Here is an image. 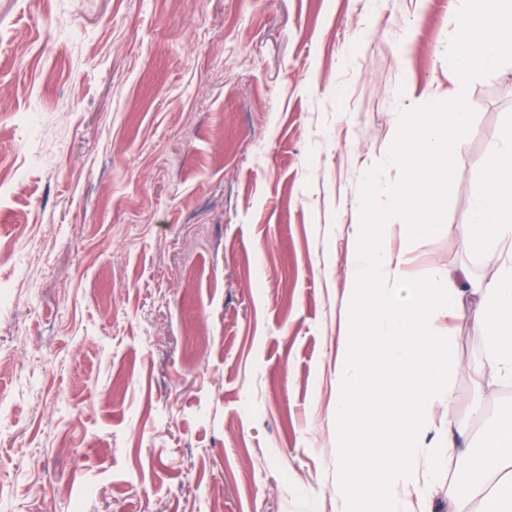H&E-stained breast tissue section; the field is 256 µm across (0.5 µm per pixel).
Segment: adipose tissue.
<instances>
[{"label":"adipose tissue","instance_id":"1","mask_svg":"<svg viewBox=\"0 0 512 512\" xmlns=\"http://www.w3.org/2000/svg\"><path fill=\"white\" fill-rule=\"evenodd\" d=\"M512 56V0H465L458 17L453 47L456 89L436 112L417 113L413 127L418 149L395 142L385 165L370 172L368 194L388 197L393 211L386 214L364 209L356 225L361 242L347 258L354 293L350 334L336 363V445L342 450L336 466L356 481L345 493L344 512H356L362 499H372L374 512H410L411 499L420 495L417 477L423 436L435 403L455 406L450 385L452 360L434 328L443 313H454L470 278L466 270L427 281L406 279L404 252L385 243L390 214L406 222L407 234L427 237L440 227L421 219L418 200L425 184L447 177L449 156L461 153L464 130L472 118L466 89L477 74ZM503 146L484 167L485 189L468 222L460 229L464 246L496 240L512 250V190L501 187L512 178V129L503 128ZM403 170L395 184L386 168ZM479 307L475 313L489 346L486 374L512 379V263L500 277L475 288ZM384 420L373 432L361 455L344 454L353 436L359 435L354 418ZM454 433L438 436L459 471L472 474L466 490L448 499V512H475L474 501L484 497L491 512H512V418L500 421L481 438L479 452L457 447Z\"/></svg>","mask_w":512,"mask_h":512}]
</instances>
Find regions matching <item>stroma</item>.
Masks as SVG:
<instances>
[{
    "label": "stroma",
    "instance_id": "obj_1",
    "mask_svg": "<svg viewBox=\"0 0 512 512\" xmlns=\"http://www.w3.org/2000/svg\"><path fill=\"white\" fill-rule=\"evenodd\" d=\"M461 0H0V512H339L336 361L370 171L453 91ZM405 275L496 280L460 225L512 116L478 75ZM440 318L480 436L512 381ZM482 413H473V405Z\"/></svg>",
    "mask_w": 512,
    "mask_h": 512
}]
</instances>
